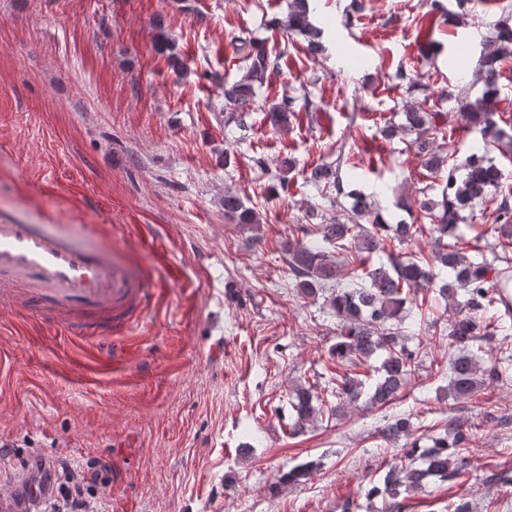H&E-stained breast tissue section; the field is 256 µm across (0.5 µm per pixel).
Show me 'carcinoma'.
<instances>
[{
  "label": "carcinoma",
  "instance_id": "1",
  "mask_svg": "<svg viewBox=\"0 0 512 512\" xmlns=\"http://www.w3.org/2000/svg\"><path fill=\"white\" fill-rule=\"evenodd\" d=\"M283 34H299L307 38L312 53L322 50L320 32L309 20L308 0H291L288 14L277 21ZM236 51L243 55L246 66L242 74L231 83L221 85L224 111L228 116L224 124H242L245 113L257 105V90L263 87L269 73L278 68V59L271 57L264 44L245 38L236 40ZM512 57V27L505 23L494 25V31L486 38V48L478 61L485 92L474 101L460 97L452 90L442 89L439 96L460 103L464 123L480 131L485 138L501 139L506 133L499 126L500 117L493 109V98L498 82V63ZM296 98L285 96L278 103L264 107L267 121L272 127L286 131L291 120L298 118L294 110ZM433 113L419 105L405 108L403 122L397 126L388 124L380 133L386 138L402 136L414 146L423 167L431 172H447V178L439 185L440 195L429 196L424 189L409 202H400L406 212H417L418 223L400 220L395 224L366 201L357 198L355 215L364 220L359 224H347L338 218H326L311 207L307 216L320 219V223L302 228L308 240L290 239L283 245L288 256V279L297 294L316 297L331 281L340 276L337 263L330 250L336 254H349L360 271L353 273L352 280L334 289L331 307L343 323L341 335L330 349L332 360L343 372L336 375L332 401L321 400L313 405L310 388L296 391V420L292 433H298L306 425L328 416L330 418L359 407H385L401 399L416 373L415 351L407 344L405 317L406 306L413 303L421 288L438 285V296L452 301L455 316L450 321L448 339L459 350L450 364L448 396L454 400L470 399L502 377L496 364L485 366L479 353L486 346L507 339L512 330V196L499 190L500 171L482 154L474 152L459 164H448V153L438 144ZM344 150L338 149L336 165L313 168L308 180L316 188H330L336 194L351 196L356 190L344 191L341 169ZM463 174H458L459 170ZM293 170L290 160L282 162L280 174L268 186L270 193L288 192ZM481 200L495 203L494 224L489 231L497 239L501 253L492 258L474 262L463 247L464 237L459 234L465 212ZM224 214L238 224L258 223L254 209L244 205L239 195L224 192ZM428 231L434 235L435 247L430 258H420L411 253L388 255L387 262L377 266L371 258L386 252V241L402 246L419 234ZM379 359L374 371L361 367L372 358ZM412 415L398 414L379 430L387 444L402 443V455L387 463L376 480L369 481L365 495L368 499H381V512H403L401 493L415 494L430 480L454 481L463 475L468 465L465 450L476 445L475 434L460 424L448 423L442 432L423 445L413 432ZM310 464L294 466L288 473L272 483L270 490L277 493L299 478L309 474Z\"/></svg>",
  "mask_w": 512,
  "mask_h": 512
}]
</instances>
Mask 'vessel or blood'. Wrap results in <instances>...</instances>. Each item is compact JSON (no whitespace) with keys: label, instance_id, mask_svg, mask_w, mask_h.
<instances>
[{"label":"vessel or blood","instance_id":"obj_1","mask_svg":"<svg viewBox=\"0 0 512 512\" xmlns=\"http://www.w3.org/2000/svg\"><path fill=\"white\" fill-rule=\"evenodd\" d=\"M0 302L83 339L127 335L150 308L149 285L135 267L47 225L1 219Z\"/></svg>","mask_w":512,"mask_h":512}]
</instances>
